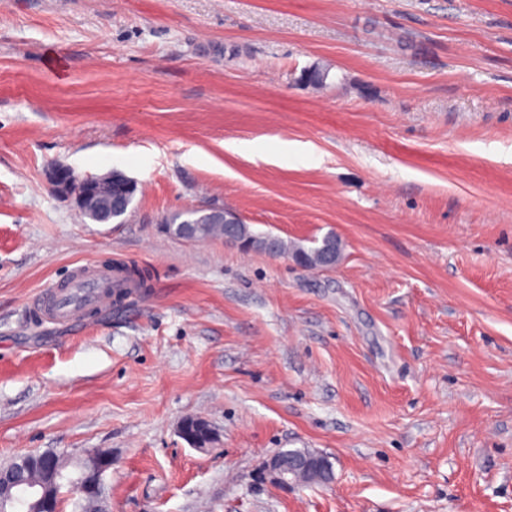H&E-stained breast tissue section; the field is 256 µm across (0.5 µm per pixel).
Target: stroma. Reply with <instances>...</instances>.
<instances>
[{
	"label": "stroma",
	"mask_w": 512,
	"mask_h": 512,
	"mask_svg": "<svg viewBox=\"0 0 512 512\" xmlns=\"http://www.w3.org/2000/svg\"><path fill=\"white\" fill-rule=\"evenodd\" d=\"M55 163L130 212L85 219ZM190 208L342 258L168 234ZM89 260L154 277L37 317ZM290 448L331 480L265 479ZM47 449L111 453L112 512H512V0L0 5V463ZM111 172L94 176L98 189V197H105V190ZM48 180L52 190L59 196L72 201L76 207L84 206L85 200L94 189L92 177L81 178L69 168L52 166L48 171ZM331 252L337 254V262L341 257V248L339 242L333 236H328L323 239L322 244L312 249H305L302 247L292 248L291 254L302 256L304 264L298 263L305 268H316L320 265V254L322 252Z\"/></svg>",
	"instance_id": "1"
}]
</instances>
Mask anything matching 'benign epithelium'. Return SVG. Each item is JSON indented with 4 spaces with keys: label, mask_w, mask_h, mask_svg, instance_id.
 <instances>
[{
    "label": "benign epithelium",
    "mask_w": 512,
    "mask_h": 512,
    "mask_svg": "<svg viewBox=\"0 0 512 512\" xmlns=\"http://www.w3.org/2000/svg\"><path fill=\"white\" fill-rule=\"evenodd\" d=\"M52 190L59 196L82 206L94 189L90 177L81 178L63 166H52L48 171ZM132 190V182L126 178L109 182L111 198L124 200ZM61 455L54 450L28 453L19 458L22 467L31 465L40 468L43 480L35 484L16 483L0 476V512H17V499L25 495L26 508L38 512H62L65 499L83 502L103 494V477L112 469V455L105 452H91L83 458V467L77 476L63 474L58 467ZM332 463L327 457L315 451L299 455L294 451L282 450L266 462L265 475L281 486L321 483L330 477Z\"/></svg>",
    "instance_id": "obj_1"
}]
</instances>
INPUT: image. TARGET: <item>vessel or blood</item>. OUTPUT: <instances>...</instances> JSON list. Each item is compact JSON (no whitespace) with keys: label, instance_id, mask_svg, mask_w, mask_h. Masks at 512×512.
Wrapping results in <instances>:
<instances>
[{"label":"vessel or blood","instance_id":"vessel-or-blood-1","mask_svg":"<svg viewBox=\"0 0 512 512\" xmlns=\"http://www.w3.org/2000/svg\"><path fill=\"white\" fill-rule=\"evenodd\" d=\"M117 279L111 267L97 261L78 266L65 281H54L40 294L39 314L50 321L82 323L90 309L112 296Z\"/></svg>","mask_w":512,"mask_h":512}]
</instances>
